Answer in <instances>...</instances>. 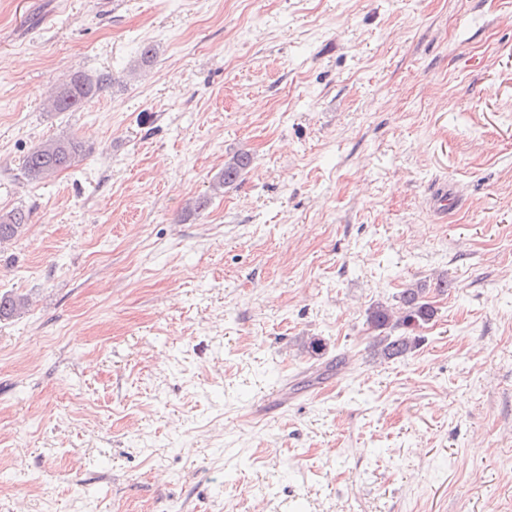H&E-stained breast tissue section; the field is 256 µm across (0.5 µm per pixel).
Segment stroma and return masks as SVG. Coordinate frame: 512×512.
Segmentation results:
<instances>
[{
  "instance_id": "35a3bbf8",
  "label": "stroma",
  "mask_w": 512,
  "mask_h": 512,
  "mask_svg": "<svg viewBox=\"0 0 512 512\" xmlns=\"http://www.w3.org/2000/svg\"><path fill=\"white\" fill-rule=\"evenodd\" d=\"M17 207L0 512H512V0H0ZM108 80V75L96 79L87 75L75 76L49 100V108L55 112L76 111L92 99ZM81 153V142L74 138L45 140L26 156V174L31 180L46 179L72 167ZM251 162L252 159L248 153L243 152L233 156L224 164V173L220 176L219 185H233L250 166ZM425 288H406L399 296V306L393 308L377 303L368 313V322L379 331L375 354L386 360L405 357L419 345L420 337L413 331L431 321L435 308L424 298ZM392 332H399L392 335ZM382 333H385L382 335Z\"/></svg>"
}]
</instances>
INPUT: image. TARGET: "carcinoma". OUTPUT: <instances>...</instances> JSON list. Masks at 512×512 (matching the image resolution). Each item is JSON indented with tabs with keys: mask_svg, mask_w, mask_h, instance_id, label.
Listing matches in <instances>:
<instances>
[{
	"mask_svg": "<svg viewBox=\"0 0 512 512\" xmlns=\"http://www.w3.org/2000/svg\"><path fill=\"white\" fill-rule=\"evenodd\" d=\"M109 80V76L96 79L78 75L64 84L49 100V108L55 112H71L80 109L92 99ZM82 153L81 142L73 139H49L41 142L25 158L27 176L35 181L72 167ZM251 156L245 152L233 156L224 164L220 185L237 182L250 166ZM29 215L21 209L0 214V244L16 238L28 223ZM425 289L407 288L399 296L398 309L377 303L368 313V322L379 332L375 354L386 360L405 357L419 345L420 337L413 331L431 321L435 308L424 299ZM23 296L1 295L0 317H9L25 309Z\"/></svg>",
	"mask_w": 512,
	"mask_h": 512,
	"instance_id": "carcinoma-1",
	"label": "carcinoma"
}]
</instances>
